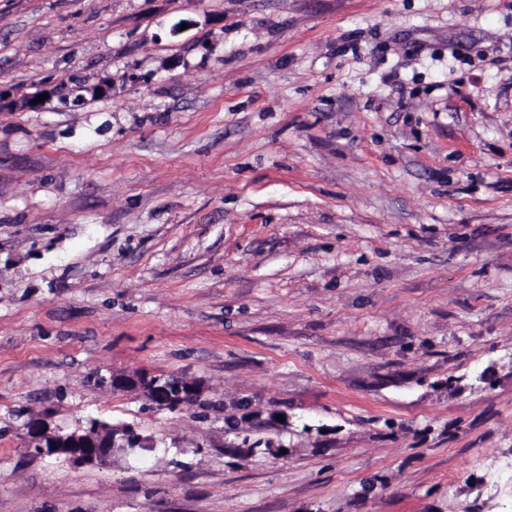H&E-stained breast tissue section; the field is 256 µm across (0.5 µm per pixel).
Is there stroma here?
<instances>
[{"label": "stroma", "mask_w": 512, "mask_h": 512, "mask_svg": "<svg viewBox=\"0 0 512 512\" xmlns=\"http://www.w3.org/2000/svg\"><path fill=\"white\" fill-rule=\"evenodd\" d=\"M0 512H512V0H0ZM175 380H153L151 377L140 375L137 380L127 378L109 379L100 377L98 382L110 385L112 388H124L129 385L139 386L150 400L159 407L177 409L191 404L196 400L199 387L196 383L183 377L174 376ZM32 447L38 454L65 457L80 464H103L115 448H149L145 438L135 429L118 427L91 420L87 427L72 432L50 428L43 419L32 420L28 425Z\"/></svg>", "instance_id": "35a3bbf8"}]
</instances>
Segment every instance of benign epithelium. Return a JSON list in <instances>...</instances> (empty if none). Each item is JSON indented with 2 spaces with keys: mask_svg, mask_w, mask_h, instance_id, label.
Instances as JSON below:
<instances>
[{
  "mask_svg": "<svg viewBox=\"0 0 512 512\" xmlns=\"http://www.w3.org/2000/svg\"><path fill=\"white\" fill-rule=\"evenodd\" d=\"M98 382L114 388L136 385L159 407L177 409L196 400L199 387L183 377L173 380H153L145 375L137 379L105 378ZM29 437L35 451L45 456L65 457L80 464H103L112 456L116 448L128 445L146 448L148 442L135 432V429L118 427L109 423L92 420L85 427L72 432L50 428L42 419H35L28 425Z\"/></svg>",
  "mask_w": 512,
  "mask_h": 512,
  "instance_id": "7a95c632",
  "label": "benign epithelium"
}]
</instances>
